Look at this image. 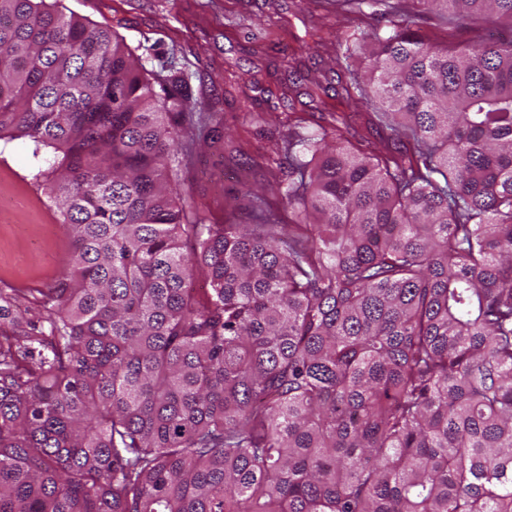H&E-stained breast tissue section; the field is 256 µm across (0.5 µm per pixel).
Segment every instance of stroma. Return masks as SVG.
<instances>
[{"instance_id":"obj_1","label":"stroma","mask_w":512,"mask_h":512,"mask_svg":"<svg viewBox=\"0 0 512 512\" xmlns=\"http://www.w3.org/2000/svg\"><path fill=\"white\" fill-rule=\"evenodd\" d=\"M57 8L123 36L159 78L182 77L189 101L175 116L182 136L173 175L189 216L249 224L262 208L293 223L275 187L288 167L283 142L298 121L324 127L330 112H342L363 148H386L368 109L336 96L348 80L336 35L387 30L392 15L383 6L355 13L336 0H58ZM414 28L452 47L490 30L476 21L447 32L424 18ZM313 37L316 48H304ZM33 169L26 140L0 142V196L13 201L0 210V331L37 320L40 292L70 270L72 238ZM246 184L257 201L239 198Z\"/></svg>"}]
</instances>
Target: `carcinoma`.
Listing matches in <instances>:
<instances>
[{
	"instance_id": "1",
	"label": "carcinoma",
	"mask_w": 512,
	"mask_h": 512,
	"mask_svg": "<svg viewBox=\"0 0 512 512\" xmlns=\"http://www.w3.org/2000/svg\"><path fill=\"white\" fill-rule=\"evenodd\" d=\"M447 28L512 0H412ZM345 39L398 157L288 135L279 224L189 220L180 80L0 0V141L73 238L0 338V512H512V37ZM209 287H192L197 275Z\"/></svg>"
}]
</instances>
